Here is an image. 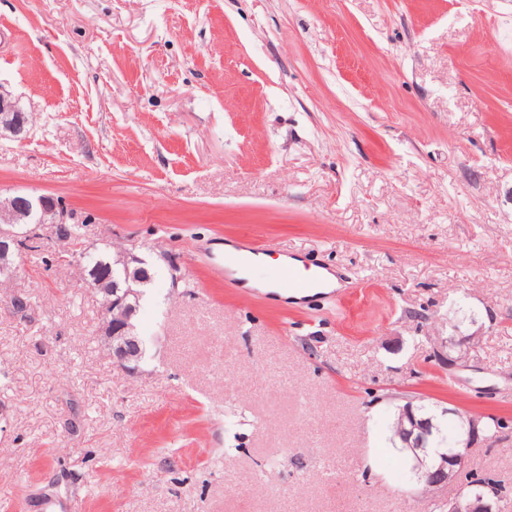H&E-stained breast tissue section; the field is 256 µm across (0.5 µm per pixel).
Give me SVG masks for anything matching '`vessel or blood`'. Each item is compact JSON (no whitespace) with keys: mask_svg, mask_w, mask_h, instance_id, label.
I'll use <instances>...</instances> for the list:
<instances>
[{"mask_svg":"<svg viewBox=\"0 0 512 512\" xmlns=\"http://www.w3.org/2000/svg\"><path fill=\"white\" fill-rule=\"evenodd\" d=\"M262 265L265 281L286 293H318L323 286L319 271L305 272L280 261L269 260L266 250L256 243L238 246L224 255V276L234 284L246 283L253 265Z\"/></svg>","mask_w":512,"mask_h":512,"instance_id":"vessel-or-blood-1","label":"vessel or blood"}]
</instances>
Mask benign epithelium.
Returning a JSON list of instances; mask_svg holds the SVG:
<instances>
[{"label":"benign epithelium","instance_id":"obj_1","mask_svg":"<svg viewBox=\"0 0 512 512\" xmlns=\"http://www.w3.org/2000/svg\"><path fill=\"white\" fill-rule=\"evenodd\" d=\"M28 118L15 102L0 93V131L16 138L26 134ZM69 211L47 195L18 194L0 207V273L9 272L19 256L20 243L41 239L45 224H64ZM144 261L125 248L112 254V266L121 267L128 277L145 271ZM142 294L136 288H126L123 294L112 289V301L103 304L101 333L112 351V358L126 367L142 351L133 320L140 308ZM401 412V426L396 440L412 453L418 482L435 487L453 482L463 469L468 448L479 432L480 421L468 417L461 421L453 445L430 452L428 447L436 416L421 413L412 404ZM503 493L493 482L471 480L452 499L443 503L445 512H500Z\"/></svg>","mask_w":512,"mask_h":512}]
</instances>
